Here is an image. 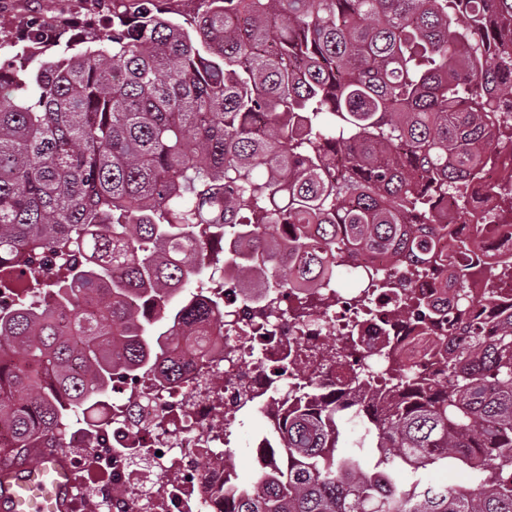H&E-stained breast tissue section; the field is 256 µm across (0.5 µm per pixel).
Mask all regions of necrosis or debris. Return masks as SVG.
Listing matches in <instances>:
<instances>
[{"label": "necrosis or debris", "mask_w": 512, "mask_h": 512, "mask_svg": "<svg viewBox=\"0 0 512 512\" xmlns=\"http://www.w3.org/2000/svg\"><path fill=\"white\" fill-rule=\"evenodd\" d=\"M511 170L512 151L494 152L481 182L447 206L450 238L471 239L480 224L498 227L472 253L465 285L440 273H417L401 254H357L339 263L336 276L352 281L357 291L370 290L369 300L358 303L355 294L336 288L308 289L304 295L313 307L297 317L286 301L262 307L265 289L242 287L234 268H225L224 317L236 331L211 333L204 375H197L190 357L174 353L185 382L166 391L148 383L118 385L95 421L67 430L73 512H87L92 504L104 512H223L217 491L234 472L219 465L217 452L228 449L231 432L211 427L214 412L242 415L250 396L262 400L270 417L296 399L308 401L317 392L331 398L352 387L354 357L324 358L328 340L344 345L357 336L363 365L374 378L370 393L386 394L383 381L393 366L441 378L448 357L465 342L461 330H449L448 314L480 319L491 336L501 317L512 313V277L497 282L495 290L485 286L486 274L512 265V219H499L497 199L487 192ZM376 275L401 281L402 290L372 287ZM409 298L423 300L426 317L401 314ZM159 472L166 475L161 485L154 482ZM116 486L125 489L123 499H113Z\"/></svg>", "instance_id": "obj_1"}]
</instances>
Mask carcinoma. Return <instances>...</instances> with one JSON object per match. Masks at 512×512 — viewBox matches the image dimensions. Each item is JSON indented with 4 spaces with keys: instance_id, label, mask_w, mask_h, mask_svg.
I'll use <instances>...</instances> for the list:
<instances>
[{
    "instance_id": "obj_1",
    "label": "carcinoma",
    "mask_w": 512,
    "mask_h": 512,
    "mask_svg": "<svg viewBox=\"0 0 512 512\" xmlns=\"http://www.w3.org/2000/svg\"><path fill=\"white\" fill-rule=\"evenodd\" d=\"M95 2L109 27L42 52L31 25L34 61L0 63V470L63 453L120 374L179 382L169 349L202 353L224 300L171 299L225 263L284 294L348 252L463 273L496 232L439 213L512 147V0ZM465 329L451 384L397 376L348 454L335 401L289 411L230 512H512V319Z\"/></svg>"
}]
</instances>
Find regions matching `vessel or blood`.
I'll use <instances>...</instances> for the list:
<instances>
[{
	"label": "vessel or blood",
	"mask_w": 512,
	"mask_h": 512,
	"mask_svg": "<svg viewBox=\"0 0 512 512\" xmlns=\"http://www.w3.org/2000/svg\"><path fill=\"white\" fill-rule=\"evenodd\" d=\"M70 496L71 476L62 458L0 472V512H68Z\"/></svg>",
	"instance_id": "obj_1"
}]
</instances>
